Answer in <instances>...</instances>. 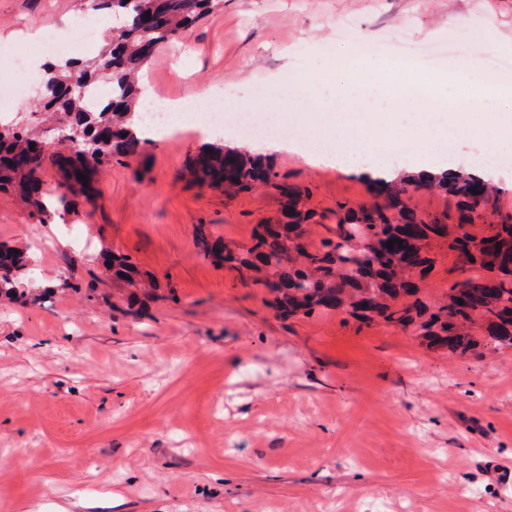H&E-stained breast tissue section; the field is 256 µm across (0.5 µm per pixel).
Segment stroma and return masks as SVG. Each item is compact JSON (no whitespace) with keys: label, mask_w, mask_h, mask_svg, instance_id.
Masks as SVG:
<instances>
[{"label":"stroma","mask_w":512,"mask_h":512,"mask_svg":"<svg viewBox=\"0 0 512 512\" xmlns=\"http://www.w3.org/2000/svg\"><path fill=\"white\" fill-rule=\"evenodd\" d=\"M80 0H0V47L61 28L78 42ZM469 27L457 26V16ZM347 19L353 44L410 42L467 55L468 31L494 34L512 60V0H224L148 63V92L200 94L280 113L328 141L319 71ZM314 102L293 89L297 75ZM198 134L146 141L101 168L100 192L68 196L47 218L0 196V241L34 259L0 301V512H512V349L443 354L410 332L341 311L279 319L264 288L206 257L197 225L238 246L281 215L280 186L306 193L305 241L333 236L344 208L384 205L364 174L264 156L276 186L227 193L193 182ZM469 231L512 217V166ZM425 220L459 221L438 189L409 200ZM419 297L435 303L465 274L446 239ZM153 279L151 315L127 309L100 253ZM81 291H74V284Z\"/></svg>","instance_id":"35a3bbf8"}]
</instances>
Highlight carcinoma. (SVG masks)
<instances>
[{"label": "carcinoma", "instance_id": "cac0c4a2", "mask_svg": "<svg viewBox=\"0 0 512 512\" xmlns=\"http://www.w3.org/2000/svg\"><path fill=\"white\" fill-rule=\"evenodd\" d=\"M96 10L110 9L123 25L106 39V47L90 61L64 66L43 65L44 80L51 85L37 106L57 126L79 133L67 142L43 141L30 127L14 124L0 129V193L18 194L39 213H47L45 197L53 194L42 174L49 168L60 175L58 187L95 194L96 173L114 157L141 153L145 138L141 127L128 123L143 89V65L167 45L212 13L222 0H91ZM96 143L92 158L84 156V142ZM195 181L249 192L273 183L276 174L266 158L250 155L221 141L203 145L190 160ZM85 178H78V174ZM370 190L386 193L382 207L348 210L337 224L336 238L308 249L303 226L313 218L299 208L301 192L276 185L284 197V220L260 224L249 247L232 248L223 238L199 230L205 254L266 288L276 315L287 320L344 310L360 321L382 320L408 330L427 347L464 356L479 346L463 330L481 320L486 336L498 345L512 347V217L495 225L493 234L477 239L465 230L479 206L493 207V189L473 173L446 169L437 175H406L390 186L384 180L369 182ZM440 188L459 199L464 222L461 232L448 236V225L425 221L407 204L411 193ZM433 237L448 238V250L475 271L451 286L446 299L430 306L417 298L419 281L434 265L427 245ZM393 240V248L386 246ZM402 244H396V241ZM112 277L129 288L143 281L127 256L105 257ZM29 264L27 253L0 244V298L24 302L27 292L15 280Z\"/></svg>", "mask_w": 512, "mask_h": 512}]
</instances>
